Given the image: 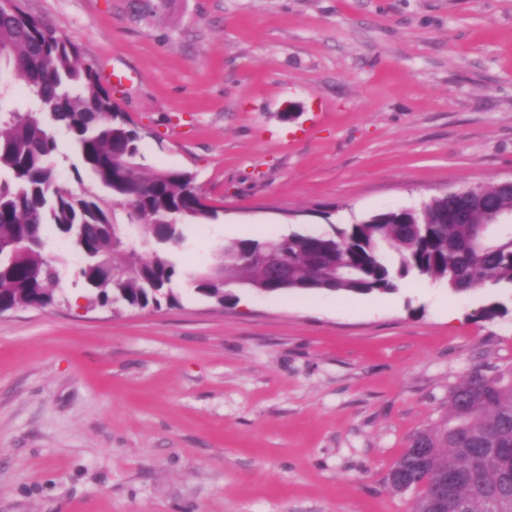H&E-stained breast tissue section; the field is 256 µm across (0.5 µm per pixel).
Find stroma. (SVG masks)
I'll return each mask as SVG.
<instances>
[{
	"mask_svg": "<svg viewBox=\"0 0 512 512\" xmlns=\"http://www.w3.org/2000/svg\"><path fill=\"white\" fill-rule=\"evenodd\" d=\"M78 44L143 135L218 209L169 248L318 233L512 179V0H22ZM129 80L114 85L112 73ZM297 111L287 119V110ZM0 314V512H412L385 476L476 366L512 369L509 312L412 278L396 293ZM455 319H448V312Z\"/></svg>",
	"mask_w": 512,
	"mask_h": 512,
	"instance_id": "stroma-1",
	"label": "stroma"
}]
</instances>
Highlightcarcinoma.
Instances as JSON below:
<instances>
[{
  "label": "carcinoma",
  "instance_id": "obj_1",
  "mask_svg": "<svg viewBox=\"0 0 512 512\" xmlns=\"http://www.w3.org/2000/svg\"><path fill=\"white\" fill-rule=\"evenodd\" d=\"M0 64L10 73L0 82L23 83L36 104L0 108V306L55 302L59 257L48 251L46 224L82 256L79 276L102 304L177 303L180 273L167 248L184 241V226L218 216L195 175L147 167L139 130L82 50L16 0H0ZM59 130L93 182L80 193L58 179ZM489 206L512 210V187L488 182L326 232L231 241L213 267L189 274L190 285L219 303L234 286L281 294L254 259L276 245L295 273L288 292L382 295L408 277L454 294L512 287V225L485 223ZM405 486L418 493L413 512H512V371L478 367L448 391L446 417L414 433L388 473L390 491Z\"/></svg>",
  "mask_w": 512,
  "mask_h": 512
}]
</instances>
